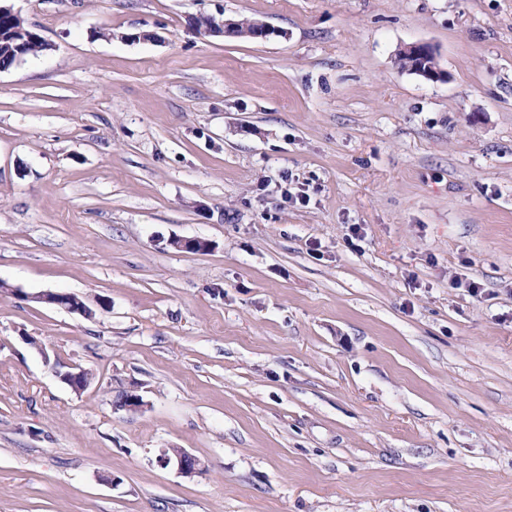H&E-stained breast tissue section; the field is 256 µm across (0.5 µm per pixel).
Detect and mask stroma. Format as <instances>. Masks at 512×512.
Instances as JSON below:
<instances>
[{"mask_svg":"<svg viewBox=\"0 0 512 512\" xmlns=\"http://www.w3.org/2000/svg\"><path fill=\"white\" fill-rule=\"evenodd\" d=\"M0 4V512H512V0ZM1 14L8 15L10 18H12L14 27L10 30V32L16 34L17 38H21V36L27 38V34L30 32L33 33L29 40L22 45L26 56L36 54L46 48V42L38 33L32 31L31 29L30 31L28 30V26L18 11H15L12 7L2 6L0 4V15ZM403 54L411 57L416 64L409 71L418 75H421L429 80H435L440 77V73L435 70H429V68H423L419 61L429 58L430 54L434 55L432 49L423 43H410L405 45L402 50ZM39 302H45L63 308L70 313L78 314L82 317H91L93 315L86 303L77 295L72 293H54L48 292L39 294Z\"/></svg>","mask_w":512,"mask_h":512,"instance_id":"obj_1","label":"stroma"}]
</instances>
